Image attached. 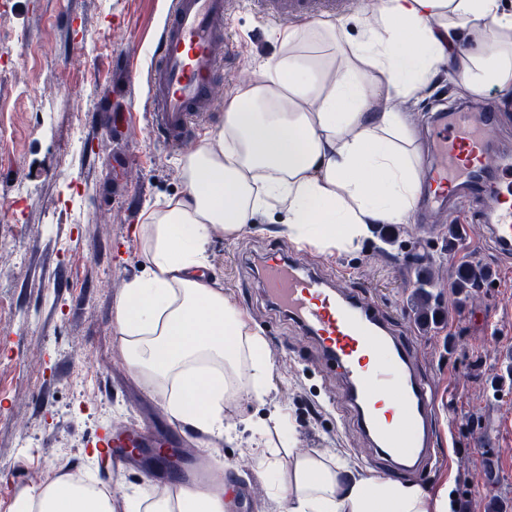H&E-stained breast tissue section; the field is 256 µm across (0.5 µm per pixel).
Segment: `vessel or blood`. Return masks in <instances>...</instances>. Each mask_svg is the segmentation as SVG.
<instances>
[{"instance_id":"1","label":"vessel or blood","mask_w":512,"mask_h":512,"mask_svg":"<svg viewBox=\"0 0 512 512\" xmlns=\"http://www.w3.org/2000/svg\"><path fill=\"white\" fill-rule=\"evenodd\" d=\"M235 0H172L171 19L157 46L152 74L155 95L152 127L172 147L190 145L197 123L210 112L216 87L224 79L230 45L224 22ZM273 19L301 18L318 11H340L344 0H256ZM492 112H438L431 123L435 163L428 174L445 192L424 198L427 212L456 203L457 187L482 195ZM496 199L475 216L486 224L490 242L502 256L512 255V154L503 153L496 175ZM260 279L271 301L287 311L301 332L315 339L345 381V400L373 453L396 473H410L432 459L436 442L433 396L419 372L410 345L392 335L375 305L350 289L334 287L295 259L267 256ZM94 445L123 465L138 448L163 442L121 425L100 431Z\"/></svg>"}]
</instances>
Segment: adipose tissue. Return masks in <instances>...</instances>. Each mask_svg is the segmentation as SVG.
Here are the masks:
<instances>
[{"label": "adipose tissue", "mask_w": 512, "mask_h": 512, "mask_svg": "<svg viewBox=\"0 0 512 512\" xmlns=\"http://www.w3.org/2000/svg\"><path fill=\"white\" fill-rule=\"evenodd\" d=\"M326 51L313 54L305 36ZM280 53L241 83L216 129L179 158L177 198L145 208L137 232L148 265L115 308L134 376L170 388L168 411L223 432L224 399L249 385L261 395L270 362L261 334L212 288L204 271L214 231L237 237L275 207L297 246L357 251L369 225L401 224L422 187L421 148L395 102L448 76L471 95L495 85L512 103V10L501 0H384L372 13L317 16L276 35ZM288 512H448V493L368 476L348 480L318 452L268 457ZM287 482H280V473ZM126 512H224V491L152 485ZM13 512H114L109 498L70 478L22 493Z\"/></svg>", "instance_id": "adipose-tissue-1"}]
</instances>
